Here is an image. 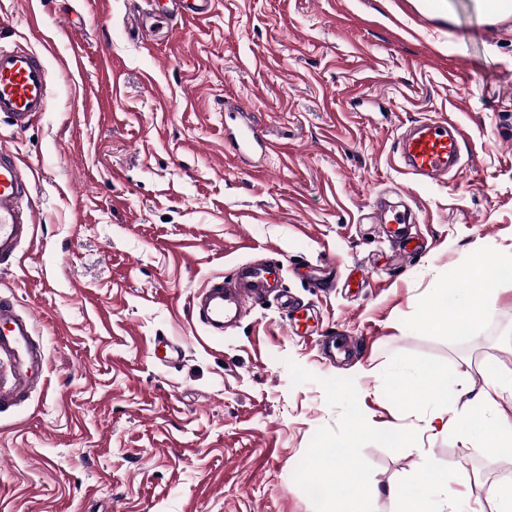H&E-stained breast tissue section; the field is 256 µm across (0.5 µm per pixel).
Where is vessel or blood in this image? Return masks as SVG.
Wrapping results in <instances>:
<instances>
[{"mask_svg": "<svg viewBox=\"0 0 512 512\" xmlns=\"http://www.w3.org/2000/svg\"><path fill=\"white\" fill-rule=\"evenodd\" d=\"M140 21L161 19L171 25L201 20L215 0H143ZM493 34L512 31V0H475ZM50 79L42 54L14 44L0 45V119L16 132L28 129L45 112ZM464 134L447 118H431L407 130L397 150L406 174L424 184L443 179L459 164ZM239 154L264 147V133L255 121L245 122L231 139ZM33 185L26 165L0 149V262L16 259L22 244L34 235ZM282 267L277 259L245 263L232 274L207 282L192 302V316L206 327L223 330L237 323L251 307L277 287ZM47 353L36 338L35 319L15 299L0 297V408L23 403L34 385L46 381Z\"/></svg>", "mask_w": 512, "mask_h": 512, "instance_id": "obj_1", "label": "vessel or blood"}]
</instances>
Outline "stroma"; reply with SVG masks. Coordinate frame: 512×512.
Wrapping results in <instances>:
<instances>
[{"instance_id": "35a3bbf8", "label": "stroma", "mask_w": 512, "mask_h": 512, "mask_svg": "<svg viewBox=\"0 0 512 512\" xmlns=\"http://www.w3.org/2000/svg\"><path fill=\"white\" fill-rule=\"evenodd\" d=\"M469 2L419 22L405 0H217L141 37L129 0H0V42L45 54L51 81L30 128L0 122L36 224L0 296L48 358L46 387L0 411V512H397L390 487L426 471L468 512L474 481L512 482V451L488 459L442 415L486 389V360L512 372V291L468 338L426 327L439 289L512 251V35ZM238 98L269 143L245 162L226 139ZM437 116L463 130L462 166L420 184L395 146ZM397 188L418 214L404 261L369 219ZM268 255L299 308L209 335L194 295ZM331 260L335 284L310 287ZM161 337L178 357L154 355ZM338 447L351 475L317 466Z\"/></svg>"}]
</instances>
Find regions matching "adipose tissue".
Wrapping results in <instances>:
<instances>
[{
  "label": "adipose tissue",
  "mask_w": 512,
  "mask_h": 512,
  "mask_svg": "<svg viewBox=\"0 0 512 512\" xmlns=\"http://www.w3.org/2000/svg\"><path fill=\"white\" fill-rule=\"evenodd\" d=\"M498 277V266L482 261L473 263L464 287L456 291L454 307H447L442 299L434 300L427 319L429 328L440 335L451 330L459 336L470 335L483 309L487 288L496 283ZM486 369L492 374L489 390L483 392L477 404L470 407L464 416L449 418L447 425L470 439L492 436V444L484 448L490 455L495 449L512 446V418L495 411L501 393H512V377L498 373L496 363L491 360L487 361ZM446 488L445 482L431 476L415 481L411 491L395 487L391 493L398 502V512H457Z\"/></svg>",
  "instance_id": "obj_1"
}]
</instances>
